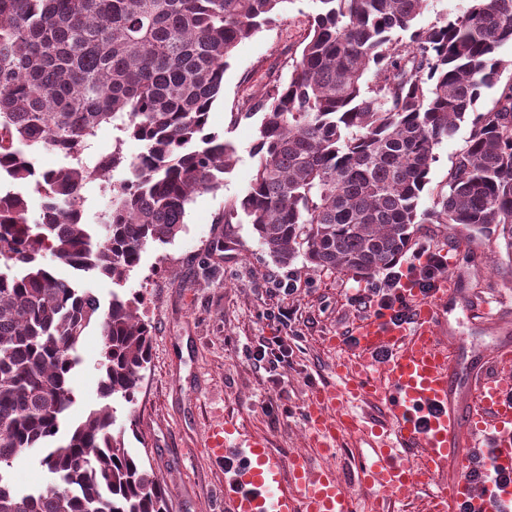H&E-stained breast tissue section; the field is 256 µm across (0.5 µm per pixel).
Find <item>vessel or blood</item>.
I'll list each match as a JSON object with an SVG mask.
<instances>
[{
  "label": "vessel or blood",
  "mask_w": 512,
  "mask_h": 512,
  "mask_svg": "<svg viewBox=\"0 0 512 512\" xmlns=\"http://www.w3.org/2000/svg\"><path fill=\"white\" fill-rule=\"evenodd\" d=\"M400 293L410 321L388 310L356 323L351 341L336 337L349 354L336 363L335 385L312 394L304 410L312 452L282 457L231 424L210 427V459L232 464L224 512H386L390 496L419 486L429 490V512H500L512 504V485L478 489L463 475L485 452L512 471V341L502 340L489 359L465 356L456 338L442 334L447 281L427 299L411 278ZM371 400L387 413L374 429L355 412ZM351 434L369 446L360 482L374 493L361 511L335 468L313 460Z\"/></svg>",
  "instance_id": "b4317fda"
}]
</instances>
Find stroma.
<instances>
[{
  "instance_id": "obj_1",
  "label": "stroma",
  "mask_w": 512,
  "mask_h": 512,
  "mask_svg": "<svg viewBox=\"0 0 512 512\" xmlns=\"http://www.w3.org/2000/svg\"><path fill=\"white\" fill-rule=\"evenodd\" d=\"M313 0H285L278 21L239 43L224 73V91L214 102L209 129L237 148L223 189L197 194L188 205L184 228L168 244H151L138 267L119 288L141 299L140 315L151 327V359L134 402L116 397L110 403L114 430L123 432L129 452L145 460L167 488L169 512H222L223 466L206 452V432L224 418L243 431L266 439L286 455L308 446L304 410L312 392L336 380V350L330 336L355 326L362 315L349 303L373 280L347 272L309 268L304 258L290 266L275 264L250 224H220L225 206L240 199L252 179L256 160L251 147L259 118L233 122L234 112L276 76H288L286 65L298 49ZM223 251H213L215 240ZM448 261L444 277L460 278L463 288L483 294L493 310L512 322V261L503 239L457 225L421 224L397 261L402 277L416 274L430 256ZM294 275L298 290H273V276ZM293 309L299 339L275 318L277 307ZM285 347L287 367L266 372L251 353L258 344ZM102 339L89 328L80 346L82 363L74 373L78 420L102 406L98 394ZM365 452L355 436H343L331 459L363 505L367 490L358 481ZM16 489L47 488L52 474L38 452L21 454L9 470Z\"/></svg>"
}]
</instances>
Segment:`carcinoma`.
Wrapping results in <instances>:
<instances>
[{"instance_id": "cac0c4a2", "label": "carcinoma", "mask_w": 512, "mask_h": 512, "mask_svg": "<svg viewBox=\"0 0 512 512\" xmlns=\"http://www.w3.org/2000/svg\"><path fill=\"white\" fill-rule=\"evenodd\" d=\"M287 0H0V512H168L167 490L113 432L109 405L67 424L78 347L102 336L99 394L134 400L150 354L137 301L103 307L71 277L44 267L50 252L120 286L150 243L182 231L188 204L217 192L237 149L208 131L233 50L273 23ZM307 36L280 80L243 104L261 114L257 164L241 217L286 267L371 276L407 249L417 224L498 233L512 258V0H470L464 13L417 25L427 0H314ZM373 79L367 80V74ZM495 90L479 107L482 92ZM466 146L447 189L433 190L436 149L460 124ZM103 124L112 152L84 158ZM143 143L127 157L123 137ZM67 165L34 170L39 148ZM121 170L124 176L111 179ZM111 196L97 237L82 189ZM42 199L28 216V193ZM428 197L430 205L420 201ZM41 448L55 482L22 494L6 478Z\"/></svg>"}]
</instances>
